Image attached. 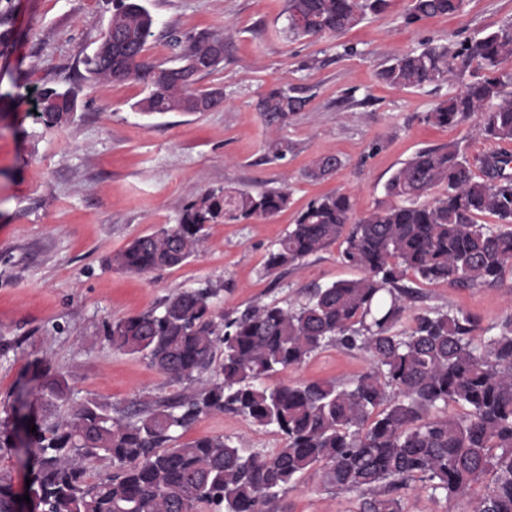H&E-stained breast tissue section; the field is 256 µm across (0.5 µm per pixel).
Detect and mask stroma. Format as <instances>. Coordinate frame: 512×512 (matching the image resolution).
<instances>
[{
  "label": "stroma",
  "mask_w": 512,
  "mask_h": 512,
  "mask_svg": "<svg viewBox=\"0 0 512 512\" xmlns=\"http://www.w3.org/2000/svg\"><path fill=\"white\" fill-rule=\"evenodd\" d=\"M156 20L148 43L155 62L171 58L165 30L186 35L232 31L224 61L200 87L219 88L224 101L208 112L144 115L135 80L88 83L82 60L108 29L114 0H0V432L13 413H27L37 390L32 372L64 376L68 399L58 416L96 399L122 416L145 404L186 397L198 381L175 382L147 360L112 350L104 322L141 315L180 288L223 285L219 307L231 313L252 302H296L318 284L357 277L340 245L276 277L264 270L270 245L301 209L333 191L353 195L356 216L385 203L390 176L417 151L458 144L469 156L512 143L486 140L475 122L437 127L426 114L459 91L457 77L434 88L403 89L377 72L422 42L479 37L512 22V0H466L462 12L408 21L410 0H390L337 37L288 40L281 32L284 0H146ZM355 46L352 55L344 46ZM318 68H307L310 58ZM74 85L71 122L50 127L33 103L47 87ZM300 89L309 102L277 130L265 127L254 104L269 88ZM276 137L292 144L282 160L266 158ZM335 154L331 178L313 181L312 158ZM289 189L288 207L274 217L214 224L201 251L185 264L142 275L109 268L107 258L134 238L175 223L192 192ZM415 309L460 310L491 329L512 312V277L493 287L424 284ZM369 365L360 351L330 347L271 384L333 380L345 384ZM221 435L246 447H279L280 435L231 413L204 414L183 433L190 441ZM358 497L325 490L305 476L272 512H356ZM402 512H471L472 502L409 488Z\"/></svg>",
  "instance_id": "obj_1"
}]
</instances>
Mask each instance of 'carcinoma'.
<instances>
[{
    "instance_id": "carcinoma-1",
    "label": "carcinoma",
    "mask_w": 512,
    "mask_h": 512,
    "mask_svg": "<svg viewBox=\"0 0 512 512\" xmlns=\"http://www.w3.org/2000/svg\"><path fill=\"white\" fill-rule=\"evenodd\" d=\"M100 52L82 61L86 80L143 83L134 104L147 115L199 111L212 90L196 88L224 61L227 38L171 30L173 57L196 65L182 74L146 57L155 19L141 0H115ZM465 0H412L411 18L459 13ZM389 0H285L284 32L292 38L338 36ZM474 69L473 79L437 103L427 120L456 126L476 116L484 137L512 142V24L448 46L428 44L392 58L378 72L388 85L421 89ZM270 129L304 110L295 88L258 96ZM77 108L73 86L48 88L37 109L48 125ZM292 146L275 139L267 158ZM340 167L336 155L316 158L307 177ZM439 189L432 196L430 191ZM390 202L354 219L348 193L326 194L301 210L269 249L266 271L296 268L335 243L353 279L310 289L286 306L254 303L232 317L216 310L223 288L179 289L155 310L105 326L115 351L138 354L175 381L204 375L192 396L146 406L127 416L85 401L43 426L37 410L64 400L59 375L41 386L36 408L17 426L36 427L25 512H271L288 486L319 475L324 489L362 495L357 512H402L398 493L413 482L446 499L468 497L491 483L472 512H512V314L489 335L462 311L425 309L399 328L421 283L456 288L496 286L512 275V154L470 157L458 145L422 149L389 178ZM285 189L205 190L192 195L178 223L134 239L107 265L130 274L184 264L198 253L208 226L271 217L288 207ZM492 216L494 224L478 218ZM358 350L369 367L347 386L263 380L297 368L327 347ZM230 411L283 439L271 451L205 436L180 441L202 414ZM0 512H17L7 476H0Z\"/></svg>"
}]
</instances>
